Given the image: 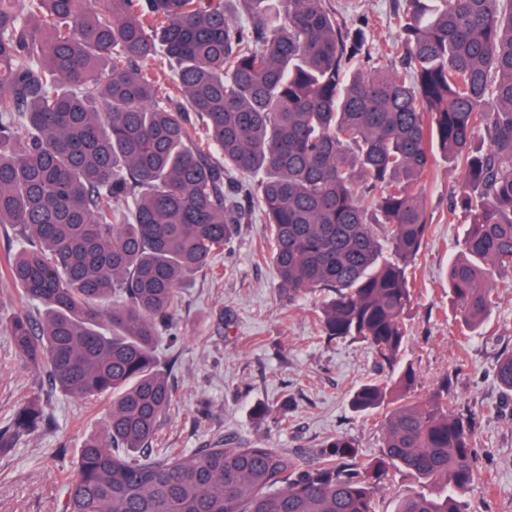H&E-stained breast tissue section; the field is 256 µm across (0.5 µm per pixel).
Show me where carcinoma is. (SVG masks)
<instances>
[{"mask_svg":"<svg viewBox=\"0 0 512 512\" xmlns=\"http://www.w3.org/2000/svg\"><path fill=\"white\" fill-rule=\"evenodd\" d=\"M239 2L231 16L225 0H0V225L18 244L4 274L43 312L4 331L55 387L110 397L66 512H375L391 467L438 489L397 512H462L480 482L473 432L448 385L413 394L408 270L440 156L462 181L448 272L461 333L512 270V0H405L388 52L353 0ZM246 199L288 299L331 292L322 333L360 338L392 368L351 398L385 410L371 463L343 437L307 468L236 443L145 454L172 401L158 346L178 290L229 248ZM495 372L512 392V353ZM50 422L47 402L25 401L0 451Z\"/></svg>","mask_w":512,"mask_h":512,"instance_id":"obj_1","label":"carcinoma"}]
</instances>
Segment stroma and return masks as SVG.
<instances>
[{
    "label": "stroma",
    "mask_w": 512,
    "mask_h": 512,
    "mask_svg": "<svg viewBox=\"0 0 512 512\" xmlns=\"http://www.w3.org/2000/svg\"><path fill=\"white\" fill-rule=\"evenodd\" d=\"M459 186L457 171L446 162L426 184L431 229L410 278L414 296L405 313L404 360L417 374V396L432 395L450 377L449 406L473 417L483 477L463 498V512H512V392L494 373L497 359L512 352V273L497 279L499 305L487 328L460 334L448 299V265L466 231L462 215L449 206ZM265 241L261 213L251 209L232 250L180 288L178 340L159 347L172 402L156 449L192 452L233 437L286 450L307 466L332 437L343 436L360 461H375L382 450L380 415L354 411L350 399L361 384L381 378L378 363L362 340L322 335L314 312L328 293L289 300L260 257ZM37 391L49 398L54 427L0 452V512H65L66 479L107 412L106 401L49 391L45 373L25 367L0 332V426ZM427 489L407 473L389 470L375 512H394L401 499Z\"/></svg>",
    "instance_id": "obj_1"
}]
</instances>
